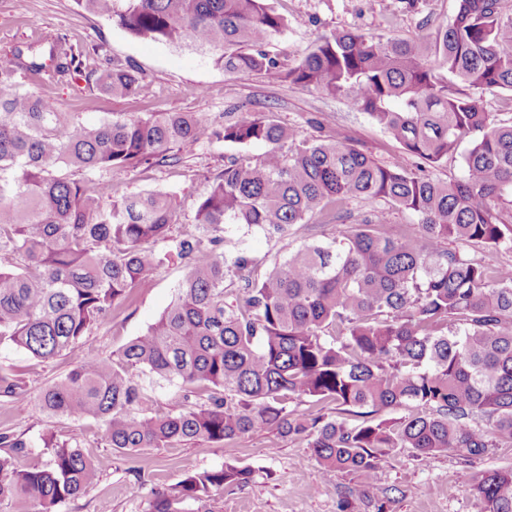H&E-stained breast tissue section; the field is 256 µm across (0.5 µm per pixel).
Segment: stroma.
Segmentation results:
<instances>
[{"mask_svg":"<svg viewBox=\"0 0 512 512\" xmlns=\"http://www.w3.org/2000/svg\"><path fill=\"white\" fill-rule=\"evenodd\" d=\"M270 3L285 17L287 27L268 49L290 64L303 59L322 36L337 30L356 31L373 40L428 38L453 21L458 6V0H417L412 8L404 0ZM53 36L65 37L86 51L84 74L60 81L46 73L36 85L22 79L21 87L37 89L58 101L63 111L81 113L87 122H98L115 112L135 117L149 112H193L220 126L247 109L295 126L309 139L339 138L377 160L414 164L378 124L342 97L314 88H294L263 73L226 74L210 55L132 36L79 9L74 0H25L21 9L16 0H0V59L19 48L45 45ZM105 55L131 60L139 67L144 80L138 98H114L100 92L90 73ZM234 152V146L219 140L192 145L183 149L179 163L116 171L112 183L121 194L141 193L159 185L168 188L180 212L174 233L191 231L197 204L210 179L223 171ZM332 231V225L316 218L292 226L285 240L230 225L224 233V249L230 256L247 252L254 260L255 273L260 274L284 258L289 246L323 239ZM185 272L178 258L167 261L152 288L139 291L132 303L86 334L84 351L108 354L145 332L173 301ZM2 361L23 372L32 393L65 376L75 358L67 355L42 361L0 346ZM3 432L35 441L45 436L58 440L79 436L84 452L99 467L101 480L62 506L61 512H97L103 501L110 503L112 512H144L150 488L172 487L186 472L218 468L227 462L250 466L255 474L247 486L217 495L222 512H339L341 492L354 485L353 480L324 474L305 441L283 439L270 430L245 435L224 448L198 442L126 455L106 445L96 423L78 427L41 413L32 397L22 401L0 397ZM464 471L458 452L423 462L413 449L397 448L382 457L372 494L388 497L387 512H480Z\"/></svg>","mask_w":512,"mask_h":512,"instance_id":"obj_1","label":"stroma"}]
</instances>
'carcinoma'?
Here are the masks:
<instances>
[{
    "mask_svg": "<svg viewBox=\"0 0 512 512\" xmlns=\"http://www.w3.org/2000/svg\"><path fill=\"white\" fill-rule=\"evenodd\" d=\"M130 34L209 54L228 74L271 73L301 89L342 96L369 115L416 169L385 164L337 140L302 137L269 115L241 112L214 127L192 112L121 113L96 124L19 87L43 71L37 54L0 62V345L51 360L83 345L100 321L154 280L175 255L186 274L160 318L109 354H85L46 384L37 407L80 426L92 420L125 453L188 442L219 447L273 429L301 438L327 473L359 484L340 512H359L391 448L427 461L455 450L464 462L512 448V265H489L451 243L512 252V123L491 119L474 89L512 92V17L504 0H459L430 40L374 41L354 31L320 38L299 63L266 50L286 27L268 0H75ZM54 74L81 73L83 52L51 41ZM444 71L450 80L439 74ZM103 91L138 95L142 76L106 57ZM464 175L430 170L459 144ZM222 140L240 151L214 177L195 212L196 231L172 234L175 200L160 186L116 195L111 175L180 161L186 145ZM264 143L265 157L247 147ZM361 223H339L351 205ZM415 223L392 230L391 215ZM318 215L338 221L328 239L288 249L265 273L228 258L224 225L288 237ZM178 409H153L157 387ZM19 369L0 363V397L23 393ZM310 403L299 411L291 405ZM336 405L338 416L317 410ZM402 410L400 417L379 414ZM44 466L20 469L32 449ZM0 502L15 512H57L96 485L80 440L38 445L0 433ZM248 466L192 471L150 490L145 512H184L252 481ZM481 512H512V468L465 474Z\"/></svg>",
    "mask_w": 512,
    "mask_h": 512,
    "instance_id": "cac0c4a2",
    "label": "carcinoma"
}]
</instances>
